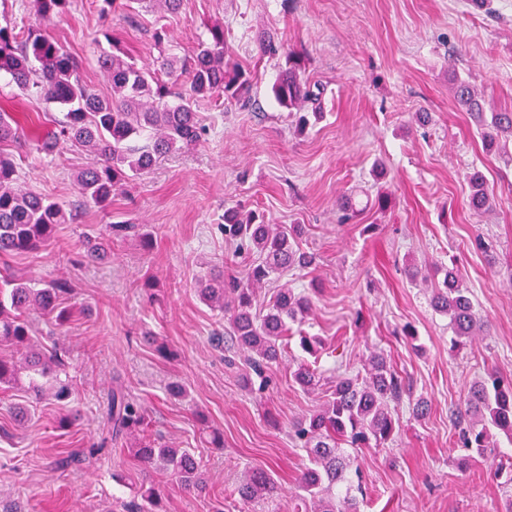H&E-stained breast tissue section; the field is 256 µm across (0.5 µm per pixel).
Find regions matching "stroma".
Wrapping results in <instances>:
<instances>
[{"label":"stroma","instance_id":"stroma-1","mask_svg":"<svg viewBox=\"0 0 512 512\" xmlns=\"http://www.w3.org/2000/svg\"><path fill=\"white\" fill-rule=\"evenodd\" d=\"M98 0H73L48 31L83 62L82 79L107 95L96 62L98 42L116 35L138 65L156 68L153 34L168 49L192 54L205 27L223 23L231 52L252 74L248 103L209 99L195 110L205 133L192 149L162 158L112 196L110 211L80 203L74 174L92 157L68 143L46 153L9 146L27 189L71 209L56 243L14 255L11 274L34 286L56 279L73 290L64 327L34 320L46 349L66 350L80 410L23 389L0 390V505L14 512H122L141 483L163 487L165 512H214L246 467L271 466L281 494L271 512H292L309 461L293 427L319 410L330 387L307 392L293 382L291 357L272 367L267 386L248 366L228 369L214 336L225 318L199 297L200 277L233 275L246 258L219 230L226 209L297 224L298 244L315 263L257 290L266 301L281 286L308 291L304 329L322 342L320 364L357 373L372 352L384 354L407 390L394 407L398 427L380 448L355 449L364 480L360 512H512V486L496 476L512 463V442L495 433L488 459L464 461L463 427L453 415L486 369L512 378V146L486 152L474 119L448 88L456 71L486 109H512V0L491 9L471 0H182L177 12L156 7L101 19ZM302 55L301 71L323 91L320 115L298 129L273 86L286 67L262 41ZM0 107L58 115L57 105L23 94L0 75ZM479 169L491 212L469 206L465 175ZM392 203L379 209L378 191ZM356 213L341 223V202ZM147 229L113 240L104 258L80 255L107 226ZM483 237L489 252L473 242ZM425 281H411L410 265ZM453 268L486 322L482 335L453 345L447 315L430 304L445 268ZM411 327L414 337L404 336ZM120 381L140 402L153 435L185 448L208 479L204 496L148 470L131 436L112 443L107 398ZM185 388L173 395L171 385ZM428 411L412 415L417 401ZM28 406L30 419L13 420ZM71 425L58 426L61 417ZM224 438L214 447L213 433ZM79 453L65 468L58 459ZM224 512H238L227 506Z\"/></svg>","mask_w":512,"mask_h":512}]
</instances>
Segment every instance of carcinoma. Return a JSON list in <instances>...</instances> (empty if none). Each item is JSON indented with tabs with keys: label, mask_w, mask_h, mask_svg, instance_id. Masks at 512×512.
Returning <instances> with one entry per match:
<instances>
[{
	"label": "carcinoma",
	"mask_w": 512,
	"mask_h": 512,
	"mask_svg": "<svg viewBox=\"0 0 512 512\" xmlns=\"http://www.w3.org/2000/svg\"><path fill=\"white\" fill-rule=\"evenodd\" d=\"M35 21L19 26L10 20L0 23V74L11 77L19 90L36 93L58 105L62 118L51 120L52 128L36 139L48 151L58 141L88 151L94 161L74 175L80 197L106 210L112 194L126 186L158 159L178 150L196 146L202 128L196 104L214 96L240 101L249 93L251 77L235 61L227 47L224 26L207 29L208 37L198 43L194 55L186 60L167 52L162 32L154 34L162 58L158 73L139 67L119 41L111 49L99 50L97 62L107 73L112 93H95L80 77L81 62L64 52L44 24L68 11L71 0H31ZM288 71L273 87L278 104L298 113L299 129L309 124L307 105L316 104L321 92L300 77L299 56L286 53ZM450 90L459 107L469 112L482 130L486 151H498L512 138V111L505 109L485 115L474 87L466 79L451 75ZM26 137L25 126L11 112L0 111V257L32 253L55 242L59 226L66 223L62 206L44 194L32 192L19 183L17 167L4 146ZM469 204L475 210L492 207L480 172L468 176ZM136 229L132 224L109 225L107 237L87 251L86 257L98 260L112 244V236ZM224 237L237 242L247 258L242 272L224 277L213 272L199 283L203 301L227 315L232 345L224 361L230 367L242 355L252 372L264 378L288 346L289 323L302 322L310 313V299L304 293L284 288L264 312L254 310L255 288L271 276L293 268L305 269L313 258L296 248L298 228L268 224L254 212H224L221 225ZM70 289L60 281L34 288L10 274L0 277V344L13 348L11 357L0 355V387H14L27 379L35 398L46 394L68 405L75 392L66 373L67 363L58 351H48L32 339L28 317L41 314L61 326L70 317L66 305ZM434 309L450 319L455 342L484 331L483 319L475 312L468 290L455 273L446 270L442 285L434 288ZM294 380L307 390L321 381L319 366L305 360L297 365ZM402 378L387 365L385 358L371 355L363 377L336 375L330 397L317 414L301 421L294 436L304 448L310 466L299 479L302 507L294 512H359L351 495L352 478L362 479L356 458L338 444L353 448L379 446L395 428L390 403L401 399ZM466 409L475 418L459 436L458 447L482 456L490 448L492 430L512 436V380L493 370L469 388ZM112 440L124 434H146L137 443L135 455L147 468L162 469L175 476L181 486L197 494L207 489V480L196 457L187 450L172 448L148 434L150 422L145 409L128 398L122 385L112 389L108 402ZM279 486L270 470L261 465L249 467L232 489L234 501L245 512L273 501ZM141 500L124 504L125 512H154L162 499L157 484L141 490Z\"/></svg>",
	"instance_id": "obj_1"
}]
</instances>
